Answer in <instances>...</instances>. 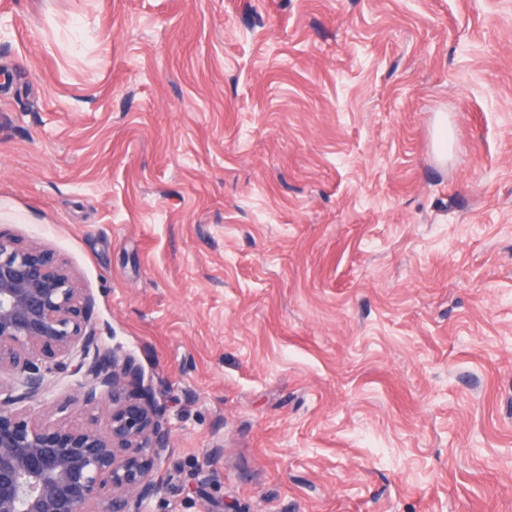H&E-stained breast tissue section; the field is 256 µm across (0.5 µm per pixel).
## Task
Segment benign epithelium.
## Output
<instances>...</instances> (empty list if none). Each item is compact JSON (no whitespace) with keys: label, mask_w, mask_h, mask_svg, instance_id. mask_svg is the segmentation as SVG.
<instances>
[{"label":"benign epithelium","mask_w":512,"mask_h":512,"mask_svg":"<svg viewBox=\"0 0 512 512\" xmlns=\"http://www.w3.org/2000/svg\"><path fill=\"white\" fill-rule=\"evenodd\" d=\"M92 306L53 251L0 236V371L18 378L0 392V512H145L157 494L168 431L135 360L100 349ZM75 374L85 378L75 401L111 397L104 427L47 424L16 408L51 376Z\"/></svg>","instance_id":"benign-epithelium-1"}]
</instances>
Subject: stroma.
Here are the masks:
<instances>
[{"mask_svg":"<svg viewBox=\"0 0 512 512\" xmlns=\"http://www.w3.org/2000/svg\"><path fill=\"white\" fill-rule=\"evenodd\" d=\"M0 236L151 387L148 512H512V0H0Z\"/></svg>","mask_w":512,"mask_h":512,"instance_id":"1","label":"stroma"}]
</instances>
